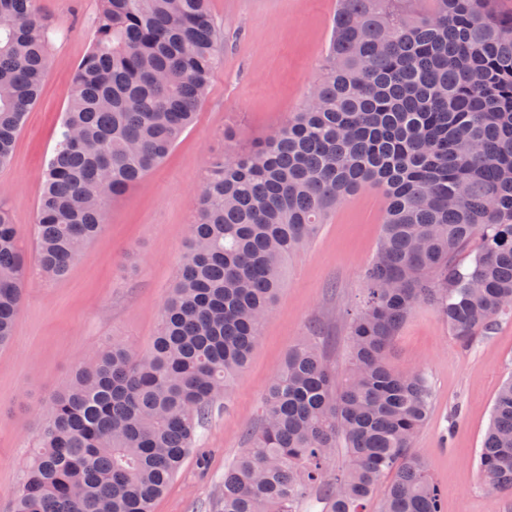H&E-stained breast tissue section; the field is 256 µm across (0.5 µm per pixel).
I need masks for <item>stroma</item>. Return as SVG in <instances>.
<instances>
[{"instance_id": "obj_1", "label": "stroma", "mask_w": 512, "mask_h": 512, "mask_svg": "<svg viewBox=\"0 0 512 512\" xmlns=\"http://www.w3.org/2000/svg\"><path fill=\"white\" fill-rule=\"evenodd\" d=\"M98 6L99 0H38L41 14L64 35L52 43L13 158L0 167V203L19 231L27 267L14 336L0 346V512H11L36 427L77 363L115 340L143 351L157 335L211 158L248 151L305 103L322 78L336 12V0H209L217 63L195 124L159 167L110 202L101 235L54 279L41 271L34 238L42 171ZM384 210L378 189L360 190L289 259L248 364L153 512H218L224 472L248 448L263 397L301 337H313L336 371H346L347 313L363 298L362 272L375 254ZM391 362L401 372L424 371L429 380L432 410L413 450L439 486L444 512H512V495L488 492L477 472L498 386L512 374V315L463 345L434 308L419 306L396 337Z\"/></svg>"}]
</instances>
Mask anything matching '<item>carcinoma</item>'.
I'll list each match as a JSON object with an SVG mask.
<instances>
[{
  "mask_svg": "<svg viewBox=\"0 0 512 512\" xmlns=\"http://www.w3.org/2000/svg\"><path fill=\"white\" fill-rule=\"evenodd\" d=\"M337 0L322 80L251 152L211 162L199 221L149 350L112 343L80 362L40 424L12 512H152L245 365L285 262L367 186L387 200L352 313L340 376L304 337L262 403L251 448L224 472L222 512H443L412 451L431 412L421 371L390 362L421 303L460 343L512 312V16L492 0ZM57 29L37 0H0V166L34 104ZM207 0H99L74 71L34 226L59 278L193 125L216 65ZM470 262H460L462 254ZM26 264L0 205V346L14 333ZM347 463L328 475L338 444ZM481 484L512 494V375L477 456Z\"/></svg>",
  "mask_w": 512,
  "mask_h": 512,
  "instance_id": "obj_1",
  "label": "carcinoma"
}]
</instances>
